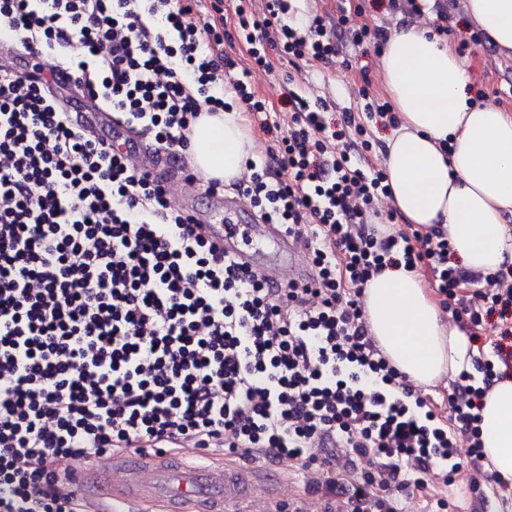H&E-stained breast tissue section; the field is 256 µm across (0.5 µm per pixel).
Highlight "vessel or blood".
<instances>
[{
    "instance_id": "obj_1",
    "label": "vessel or blood",
    "mask_w": 512,
    "mask_h": 512,
    "mask_svg": "<svg viewBox=\"0 0 512 512\" xmlns=\"http://www.w3.org/2000/svg\"><path fill=\"white\" fill-rule=\"evenodd\" d=\"M120 151L139 169L156 175L159 153L145 137L127 135ZM195 219L209 224L212 237L227 255L251 270L278 282L306 281L311 264L301 248L273 224H214L208 214L195 212ZM88 467L78 466L68 488L82 496L98 495ZM112 501L133 500L168 504L180 512L183 502H192L195 512H257V502L266 500L265 482L235 468L195 467L170 455L131 451L112 466Z\"/></svg>"
}]
</instances>
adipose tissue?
Here are the masks:
<instances>
[{
	"mask_svg": "<svg viewBox=\"0 0 512 512\" xmlns=\"http://www.w3.org/2000/svg\"><path fill=\"white\" fill-rule=\"evenodd\" d=\"M501 51H512V0H468ZM382 78L400 116L386 138L391 204L421 232L447 233L459 265L488 282L512 267V112L478 105L461 55L426 20L404 25L381 53ZM193 163L231 184L253 142L237 109L202 115ZM365 315L389 362L415 385L471 370L466 332L443 313L424 273L388 267L365 285ZM482 463L512 492V370L493 378L480 410Z\"/></svg>",
	"mask_w": 512,
	"mask_h": 512,
	"instance_id": "ef3b65f1",
	"label": "adipose tissue"
}]
</instances>
